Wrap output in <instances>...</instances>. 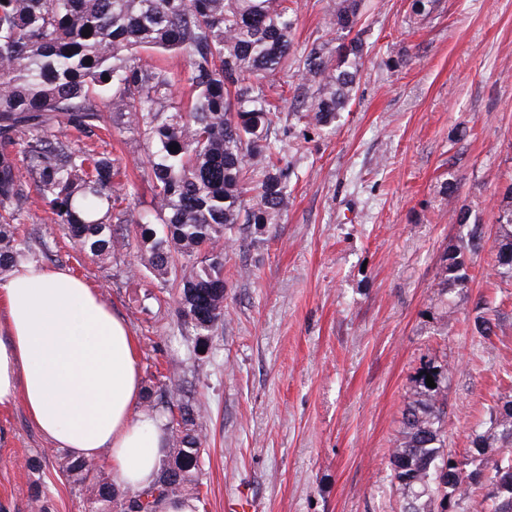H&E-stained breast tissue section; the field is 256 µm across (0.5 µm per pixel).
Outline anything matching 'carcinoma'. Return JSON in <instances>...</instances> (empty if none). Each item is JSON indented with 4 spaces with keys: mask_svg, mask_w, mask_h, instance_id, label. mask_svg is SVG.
Masks as SVG:
<instances>
[{
    "mask_svg": "<svg viewBox=\"0 0 512 512\" xmlns=\"http://www.w3.org/2000/svg\"><path fill=\"white\" fill-rule=\"evenodd\" d=\"M362 0H332L326 24L338 34L330 49L293 50L296 9L288 0H0V273L29 258L18 225L37 198L85 252L110 256L125 246L122 225H135L160 282H178L177 316L209 350L224 318V228L274 224L288 210L289 163L275 135V77L297 64L316 93L303 103L316 127H331L352 102L366 53ZM89 36H83V32ZM175 54L174 74L142 55ZM91 63H86V60ZM186 93L175 97L176 85ZM113 112L142 137L154 188L153 211L134 215L117 180L118 160L80 147ZM178 146L172 151L170 147ZM251 197H246L247 193ZM497 218L495 274L512 280V185ZM465 231L442 257L438 296L464 288L469 264L483 249L469 211L451 210ZM432 376L436 387L427 386ZM448 368H422L408 396L390 455L403 491L401 512H436L461 501L489 472L496 481L487 512H512V401L490 407L489 423L509 440L505 457L467 472L445 453ZM149 409L167 419L169 448L154 485L120 491L92 459L68 456L62 469L81 488L85 512H156L163 498H198L203 441L200 408L173 403L168 390L147 392Z\"/></svg>",
    "mask_w": 512,
    "mask_h": 512,
    "instance_id": "obj_1",
    "label": "carcinoma"
}]
</instances>
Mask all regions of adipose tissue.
I'll list each match as a JSON object with an SVG mask.
<instances>
[{
    "instance_id": "obj_1",
    "label": "adipose tissue",
    "mask_w": 512,
    "mask_h": 512,
    "mask_svg": "<svg viewBox=\"0 0 512 512\" xmlns=\"http://www.w3.org/2000/svg\"><path fill=\"white\" fill-rule=\"evenodd\" d=\"M132 333L68 270L22 263L0 285V406L22 400L56 448L108 455L121 490L150 487L168 444L161 420L139 409Z\"/></svg>"
}]
</instances>
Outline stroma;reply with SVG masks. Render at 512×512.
I'll return each mask as SVG.
<instances>
[{"label":"stroma","mask_w":512,"mask_h":512,"mask_svg":"<svg viewBox=\"0 0 512 512\" xmlns=\"http://www.w3.org/2000/svg\"><path fill=\"white\" fill-rule=\"evenodd\" d=\"M331 0H295L297 52L335 45ZM368 51L356 95L332 131L299 108L316 90L289 71L277 132L291 163V203L278 223L224 233V325L210 352L176 314V296L125 245L98 259L34 202L22 226L40 265L63 267L99 291L136 339L144 389L166 382L201 409L205 512L245 493L255 512H400L390 450L412 382L429 363L448 374L447 448L466 470L501 456L489 424L512 400V283L493 265L502 190L512 182V0H363ZM403 67H391L399 56ZM109 149L132 208L153 186L138 134L111 124ZM455 195H447V185ZM481 226L473 278L436 292L442 256L459 244L449 206ZM495 319L484 339L477 316ZM486 438L484 453L472 433ZM40 469L32 470L27 460ZM42 487L54 512H84L83 496L22 402L0 409V512H34Z\"/></svg>","instance_id":"1"}]
</instances>
